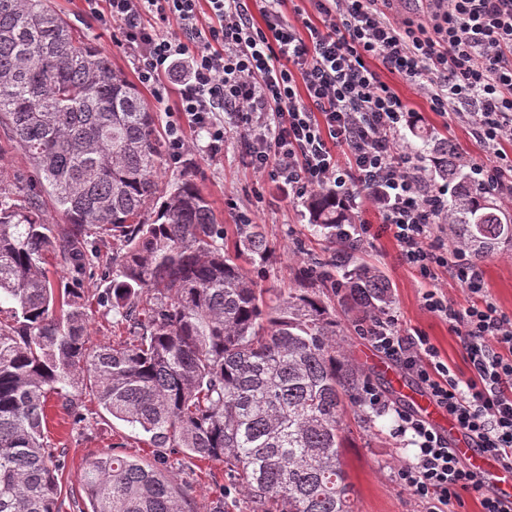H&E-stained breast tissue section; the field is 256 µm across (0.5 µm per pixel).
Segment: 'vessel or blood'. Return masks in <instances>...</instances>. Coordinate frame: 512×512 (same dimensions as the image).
Listing matches in <instances>:
<instances>
[{
    "mask_svg": "<svg viewBox=\"0 0 512 512\" xmlns=\"http://www.w3.org/2000/svg\"><path fill=\"white\" fill-rule=\"evenodd\" d=\"M366 359L388 380L392 390L421 419L447 434L457 455L475 470L484 489L495 497L512 500V465L499 456L477 448L470 434L439 407L432 397L422 389L413 386L402 374L388 363L376 359L373 352H366Z\"/></svg>",
    "mask_w": 512,
    "mask_h": 512,
    "instance_id": "1",
    "label": "vessel or blood"
}]
</instances>
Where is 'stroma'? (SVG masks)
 Returning a JSON list of instances; mask_svg holds the SVG:
<instances>
[{"label":"stroma","mask_w":512,"mask_h":512,"mask_svg":"<svg viewBox=\"0 0 512 512\" xmlns=\"http://www.w3.org/2000/svg\"><path fill=\"white\" fill-rule=\"evenodd\" d=\"M49 5L81 33L110 51L114 68L127 79H134L126 55L113 50L110 38L101 35L94 22L84 15L81 0H49ZM382 79L420 115L415 127L403 128L404 146L422 153L426 150L425 140L445 139L457 144L464 160L488 161V153L474 143L465 123L445 128L443 117L430 111L428 103L411 82L389 73L383 74ZM187 137L193 142V149L181 163L162 161L157 180L160 185L167 186L184 172H191L224 223H235L238 213L243 212L260 225L275 248L266 263L251 269L261 287L284 291L297 287L314 262L330 259L335 248L309 224L301 200L287 197L267 179L254 177L239 138L228 139L223 155L214 158L206 148L208 139L205 134L191 131ZM358 258L361 263L378 268L388 279L392 294L390 312L396 316L401 328L424 332L457 373L468 375L469 367L458 337L445 321L423 308L421 280L401 262L393 239L383 235L365 240ZM479 265L493 300L503 311L512 313V250L492 254L480 260ZM322 297L336 314L338 341L351 354L354 363L364 369L366 380L386 387L385 378L362 356L369 343L360 333L358 313L341 305L331 290H324ZM81 414V419H74L59 400L49 403L48 442L68 460L62 480L63 492L78 489L87 460L110 450L154 464L156 450L142 430L112 418L98 408L89 395L82 398ZM394 418L393 411L372 423L360 419L352 411L343 418L342 462L352 486L355 512L418 510L417 504L396 479L398 467L413 457L415 448L404 438L394 435ZM166 459L168 473L186 494L191 512H211L219 489L225 483L223 463L192 462L179 449L168 453Z\"/></svg>","instance_id":"stroma-1"}]
</instances>
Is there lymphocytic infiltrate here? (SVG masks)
<instances>
[{"label":"lymphocytic infiltrate","instance_id":"obj_1","mask_svg":"<svg viewBox=\"0 0 512 512\" xmlns=\"http://www.w3.org/2000/svg\"><path fill=\"white\" fill-rule=\"evenodd\" d=\"M85 12L131 60L136 78L168 106V157L180 163L188 130L205 132L211 154L229 136L247 146L248 165L294 198L335 189L354 212L363 189L379 225L353 224L343 237L388 234L425 285V310L459 338L468 377L451 368L428 336L382 315L363 336L405 370L480 448L512 461V313L488 293L481 267L439 234L448 222L444 190L400 145L412 116L381 78L416 84L431 111L464 122L490 154L474 179L497 183L512 206V0H428L429 18L402 16L405 0H309L313 16L291 23L288 0H83ZM453 271L467 295L438 288ZM394 433L417 451L400 485L423 512H454L462 496L481 512H512L484 495L476 472L447 439L411 412H395Z\"/></svg>","mask_w":512,"mask_h":512}]
</instances>
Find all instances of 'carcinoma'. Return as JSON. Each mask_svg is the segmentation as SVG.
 Returning <instances> with one entry per match:
<instances>
[{
	"label": "carcinoma",
	"mask_w": 512,
	"mask_h": 512,
	"mask_svg": "<svg viewBox=\"0 0 512 512\" xmlns=\"http://www.w3.org/2000/svg\"><path fill=\"white\" fill-rule=\"evenodd\" d=\"M0 125L32 170L0 186V512H64V455L45 441L51 396L81 417L87 391L112 417L224 463L213 512H352L341 461L342 416L358 404L361 374L335 340L336 319L314 288L269 303L243 263L272 248L257 224H220L189 174L162 188L156 115L112 58L46 0H0ZM455 183L448 229L472 256L512 248L493 183L464 173L455 148L436 150ZM48 193L68 218L42 217ZM152 211H147V207ZM309 223L349 261L351 223L336 194L304 201ZM92 235L112 236V288L98 304L125 335L95 343L82 285L95 269ZM71 287L57 288L48 257ZM371 322L392 303L374 267L335 278L314 272ZM80 512H189L161 465L104 452L81 474Z\"/></svg>",
	"instance_id": "1"
}]
</instances>
